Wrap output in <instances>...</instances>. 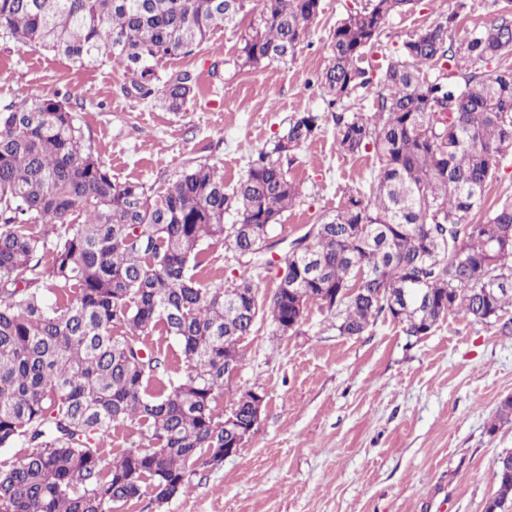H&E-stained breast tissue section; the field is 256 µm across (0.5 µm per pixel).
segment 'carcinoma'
<instances>
[{
    "label": "carcinoma",
    "instance_id": "obj_1",
    "mask_svg": "<svg viewBox=\"0 0 512 512\" xmlns=\"http://www.w3.org/2000/svg\"><path fill=\"white\" fill-rule=\"evenodd\" d=\"M414 2L367 0L336 24L316 82L342 106L338 151L371 153L377 166L368 192L283 254L304 291L298 310L283 290L262 308L250 281L204 285L198 274L205 242L252 252L295 206L299 185L284 164L316 137L318 115L293 116L230 190L218 167L187 163L154 191L112 178L57 97L0 109V447H34L0 464V512H114L186 492L203 455L224 448V341L239 344L261 311L286 327L317 305L336 312L345 336L384 313L424 336L454 310L488 323L512 308V200L473 222L512 154V69L488 67L512 52V9L457 45L453 14L411 35L387 60L370 111L344 106L372 85L367 56L389 17ZM249 4L258 17L241 37L240 69L294 56L321 10V0H0V39L81 65L104 57L141 98L178 111L195 81L154 63L193 53ZM156 332L185 359L165 381V362L141 340ZM126 421L139 424L143 447L105 458L112 427ZM493 466L487 512H504L512 452Z\"/></svg>",
    "mask_w": 512,
    "mask_h": 512
}]
</instances>
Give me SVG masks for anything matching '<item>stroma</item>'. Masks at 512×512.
<instances>
[{"instance_id": "35a3bbf8", "label": "stroma", "mask_w": 512, "mask_h": 512, "mask_svg": "<svg viewBox=\"0 0 512 512\" xmlns=\"http://www.w3.org/2000/svg\"><path fill=\"white\" fill-rule=\"evenodd\" d=\"M363 2L322 0L310 36L284 63L234 67L249 14L238 27L215 28L194 53L161 60L160 72L186 71L197 82L195 98L178 112L127 93L108 61L82 67L0 42V106L68 100L113 177L156 190L189 161L217 165L234 186L293 116L319 114L317 137L290 169L301 197L272 230L278 249L257 266L221 243L204 251L203 282L247 275L264 304L291 243L349 195L368 190L375 159L337 151L333 110L316 83L336 22ZM466 3L461 10L456 0H417L390 18L379 54L395 55L411 34L451 14L448 37L463 41L507 0ZM239 348L224 404L249 390L265 396L245 447L218 467L197 469L187 493L163 508L145 497L121 512H485L497 490L493 460L512 452V422L489 429L512 398V309L487 324L455 311L418 337L383 315L361 335L341 336L334 314L312 305L285 335L258 318Z\"/></svg>"}]
</instances>
